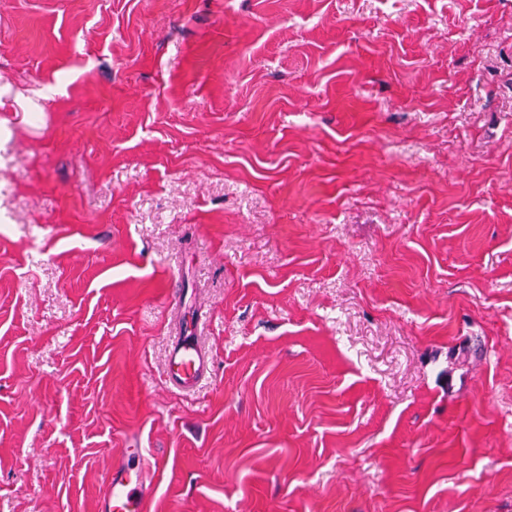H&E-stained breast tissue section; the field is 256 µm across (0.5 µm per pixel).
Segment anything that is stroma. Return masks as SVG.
<instances>
[{
  "label": "stroma",
  "mask_w": 512,
  "mask_h": 512,
  "mask_svg": "<svg viewBox=\"0 0 512 512\" xmlns=\"http://www.w3.org/2000/svg\"><path fill=\"white\" fill-rule=\"evenodd\" d=\"M0 222V512H512V0H0ZM192 330H180L165 364L167 381L179 391H191L209 372V360L199 346V323ZM149 462L138 454L137 463L122 456L112 469L101 503L102 512H149L152 489L147 483Z\"/></svg>",
  "instance_id": "1"
}]
</instances>
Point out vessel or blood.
Masks as SVG:
<instances>
[{
	"label": "vessel or blood",
	"instance_id": "vessel-or-blood-1",
	"mask_svg": "<svg viewBox=\"0 0 512 512\" xmlns=\"http://www.w3.org/2000/svg\"><path fill=\"white\" fill-rule=\"evenodd\" d=\"M209 372V360L191 330H181L165 364L167 381L179 391H191ZM145 458L120 457L107 481L101 512H150L152 489L146 479Z\"/></svg>",
	"mask_w": 512,
	"mask_h": 512
}]
</instances>
